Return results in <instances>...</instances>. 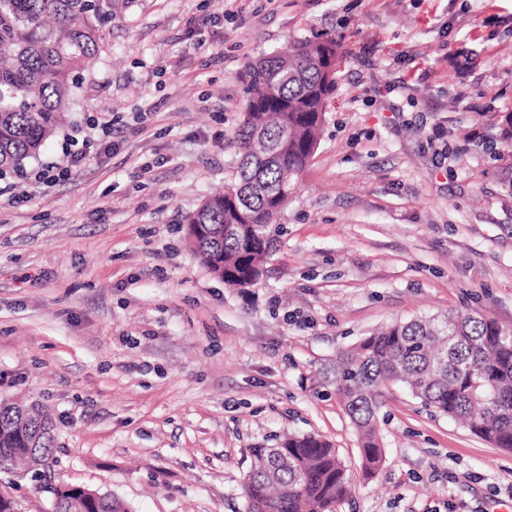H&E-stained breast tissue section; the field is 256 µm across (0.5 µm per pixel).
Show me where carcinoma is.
Listing matches in <instances>:
<instances>
[{
	"instance_id": "carcinoma-1",
	"label": "carcinoma",
	"mask_w": 512,
	"mask_h": 512,
	"mask_svg": "<svg viewBox=\"0 0 512 512\" xmlns=\"http://www.w3.org/2000/svg\"><path fill=\"white\" fill-rule=\"evenodd\" d=\"M92 0H0V173L19 172L66 123L74 92L100 50ZM337 45L316 35L248 63L245 103L233 141L237 175L187 216L195 258L230 288L262 276L277 220L320 142L336 90ZM328 382L354 425L362 468L383 460L377 428L383 389L405 386L421 404L512 450V326L478 313L397 321L341 350ZM55 427L42 408L0 406V475L52 495V512H131L51 483ZM336 448L313 435L257 448L243 483L246 512H334L351 492Z\"/></svg>"
}]
</instances>
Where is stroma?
I'll return each mask as SVG.
<instances>
[{
	"label": "stroma",
	"instance_id": "obj_1",
	"mask_svg": "<svg viewBox=\"0 0 512 512\" xmlns=\"http://www.w3.org/2000/svg\"><path fill=\"white\" fill-rule=\"evenodd\" d=\"M100 8L69 123L7 174L18 202L0 197V400L50 411L53 480L132 512H245L253 450L312 434L352 476L336 512H512V452L397 383L378 414L385 460L365 476L323 379L396 320L512 324V142L497 125L512 113V0ZM317 34L339 53L320 145L261 280L227 287L183 219L233 174L247 64ZM68 137L94 139L85 164L34 182Z\"/></svg>",
	"mask_w": 512,
	"mask_h": 512
}]
</instances>
